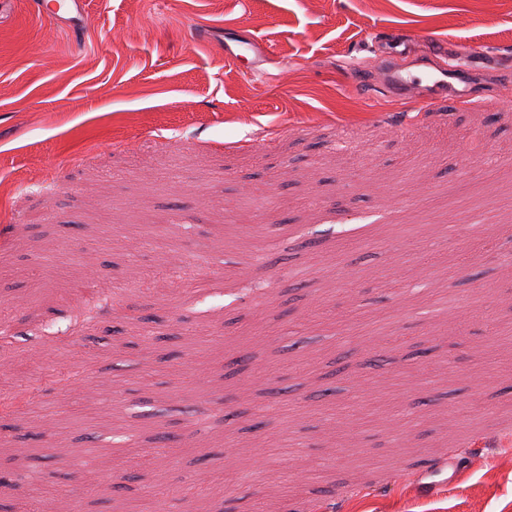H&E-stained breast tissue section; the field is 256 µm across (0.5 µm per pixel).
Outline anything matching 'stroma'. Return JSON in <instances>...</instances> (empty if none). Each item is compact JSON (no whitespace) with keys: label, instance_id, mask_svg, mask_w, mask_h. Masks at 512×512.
Segmentation results:
<instances>
[{"label":"stroma","instance_id":"35a3bbf8","mask_svg":"<svg viewBox=\"0 0 512 512\" xmlns=\"http://www.w3.org/2000/svg\"><path fill=\"white\" fill-rule=\"evenodd\" d=\"M229 28L271 44L272 79L225 58ZM400 32L499 68L465 108L355 86ZM510 253L512 0H87L76 38L5 0L0 399L37 390L57 439L100 451L71 477L36 414H0V504L37 484L82 512H207L220 482L224 512L275 488L278 512H512ZM450 290L467 304L429 316ZM160 431L193 445L151 453ZM121 433L148 453L115 497ZM452 440L456 480L421 492Z\"/></svg>","mask_w":512,"mask_h":512}]
</instances>
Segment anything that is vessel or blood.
Listing matches in <instances>:
<instances>
[{
  "instance_id": "1",
  "label": "vessel or blood",
  "mask_w": 512,
  "mask_h": 512,
  "mask_svg": "<svg viewBox=\"0 0 512 512\" xmlns=\"http://www.w3.org/2000/svg\"><path fill=\"white\" fill-rule=\"evenodd\" d=\"M33 7L38 16L77 31L82 27L86 0H33ZM270 52L271 48L265 41L247 32L233 30L224 34L225 56H250L253 73H260V65ZM472 73V68L467 66L438 64L433 70L416 76L407 67L392 62L379 74L378 82L382 88L396 95L417 92L419 100L426 104L441 100L468 104L474 100ZM460 462V449H449L433 466L419 469L416 477L425 489H432L435 476L454 473Z\"/></svg>"
}]
</instances>
